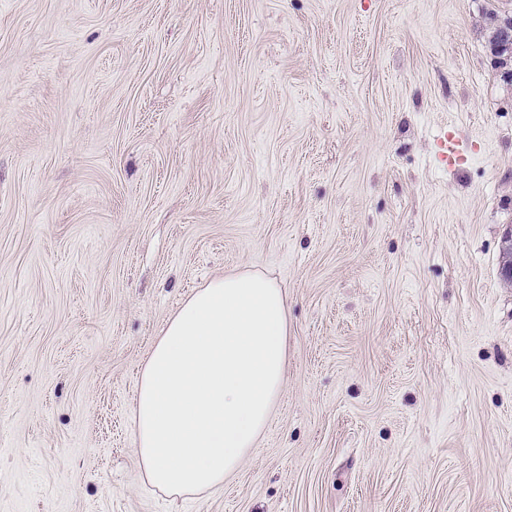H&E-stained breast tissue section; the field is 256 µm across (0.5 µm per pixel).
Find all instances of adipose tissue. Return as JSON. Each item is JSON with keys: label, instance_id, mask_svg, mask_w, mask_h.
I'll use <instances>...</instances> for the list:
<instances>
[{"label": "adipose tissue", "instance_id": "1", "mask_svg": "<svg viewBox=\"0 0 512 512\" xmlns=\"http://www.w3.org/2000/svg\"><path fill=\"white\" fill-rule=\"evenodd\" d=\"M288 313L259 273L210 281L169 319L144 366L136 441L149 484L223 487L265 427L284 379Z\"/></svg>", "mask_w": 512, "mask_h": 512}]
</instances>
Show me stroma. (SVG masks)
Masks as SVG:
<instances>
[{"label": "stroma", "mask_w": 512, "mask_h": 512, "mask_svg": "<svg viewBox=\"0 0 512 512\" xmlns=\"http://www.w3.org/2000/svg\"><path fill=\"white\" fill-rule=\"evenodd\" d=\"M489 6L0 0V512H512ZM248 271L284 291V384L223 488L166 494L142 369ZM441 156L448 160L449 165H463L467 162L468 148L466 144L456 136L445 133L439 141Z\"/></svg>", "instance_id": "35a3bbf8"}]
</instances>
